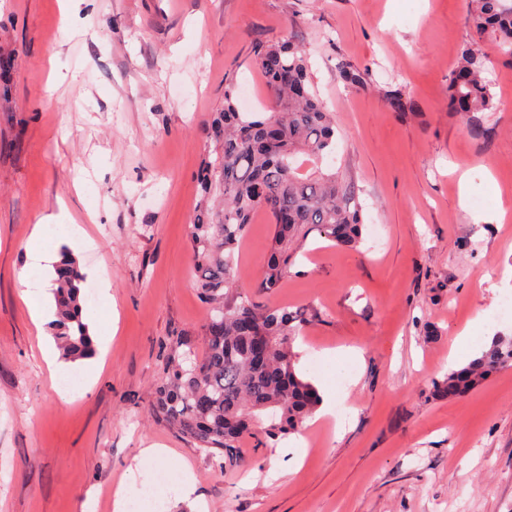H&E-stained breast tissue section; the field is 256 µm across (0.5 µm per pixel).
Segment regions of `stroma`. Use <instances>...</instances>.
<instances>
[{"label":"stroma","instance_id":"obj_1","mask_svg":"<svg viewBox=\"0 0 512 512\" xmlns=\"http://www.w3.org/2000/svg\"><path fill=\"white\" fill-rule=\"evenodd\" d=\"M60 0H0V512H113L118 485L164 489L145 512H512V367L457 397L436 388L455 337L467 364L512 320L469 322L512 296V64L487 46L499 102L485 135L448 110V73L470 32L466 0H97L105 41L58 28ZM294 38L336 119L329 160L355 191L358 250L309 237L277 303L300 311L298 369L336 397L340 428L307 421L219 469L151 410L167 349L199 339L206 308L189 246L205 129L224 88L271 105L252 47ZM77 80L48 91L51 65ZM364 73L347 84L342 72ZM405 88L406 112L386 91ZM490 204L476 209L473 197ZM65 200L89 237L86 282L112 283L84 313L115 334L86 393L82 363L51 374L22 288H50L26 245ZM272 226L258 216L237 285L248 290ZM355 349L344 376L329 352ZM168 449L140 474L139 449ZM196 491H180L184 472Z\"/></svg>","mask_w":512,"mask_h":512}]
</instances>
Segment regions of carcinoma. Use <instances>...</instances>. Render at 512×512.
Instances as JSON below:
<instances>
[{
    "label": "carcinoma",
    "mask_w": 512,
    "mask_h": 512,
    "mask_svg": "<svg viewBox=\"0 0 512 512\" xmlns=\"http://www.w3.org/2000/svg\"><path fill=\"white\" fill-rule=\"evenodd\" d=\"M470 39L448 75V107L466 119V130L483 133L476 114L498 108L486 77L482 44L492 41L512 63V0H469ZM255 63L274 105L261 117L238 111L231 88L224 110L214 113V142L202 162L201 197L189 233L196 288L207 310L199 343L181 339L166 355L153 414L173 426L219 468L237 463L240 440L268 445L298 432L317 409V388L300 374L293 342L303 314L271 301L260 302L236 287L238 247L255 215L264 213L273 233L253 288L267 297L285 285L312 234L341 248L362 240L354 191L328 159L336 151V125L320 102L307 56L294 37L258 43ZM395 112L410 108L404 90L388 91ZM53 281L57 312L52 330L62 359L90 358L95 345L82 319L85 275L64 249ZM512 366V340L497 339L442 381L448 395L460 385Z\"/></svg>",
    "instance_id": "cac0c4a2"
}]
</instances>
